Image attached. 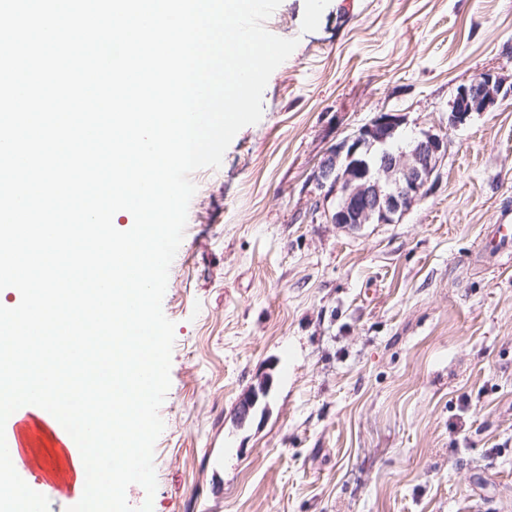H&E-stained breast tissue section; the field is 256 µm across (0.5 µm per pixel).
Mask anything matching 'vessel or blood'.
<instances>
[{"label":"vessel or blood","mask_w":512,"mask_h":512,"mask_svg":"<svg viewBox=\"0 0 512 512\" xmlns=\"http://www.w3.org/2000/svg\"><path fill=\"white\" fill-rule=\"evenodd\" d=\"M485 245L487 248L497 250L499 254H507L512 250V225H492L485 239ZM40 424L46 426L54 435L60 445V450L50 469L49 477L40 482H32V489L40 492L47 487H57L70 479L73 480L74 485L69 488L68 493L72 501H79L83 494L81 483L85 479V471L75 465L74 453L77 445L50 413H43L40 421L37 422L33 421L31 417L20 415L17 412L8 418L5 435L11 460L19 461L23 457L25 447L36 444V427Z\"/></svg>","instance_id":"obj_1"}]
</instances>
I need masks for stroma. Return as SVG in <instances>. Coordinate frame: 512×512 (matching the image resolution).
<instances>
[{
    "label": "stroma",
    "instance_id": "35a3bbf8",
    "mask_svg": "<svg viewBox=\"0 0 512 512\" xmlns=\"http://www.w3.org/2000/svg\"><path fill=\"white\" fill-rule=\"evenodd\" d=\"M265 26L299 44L191 176L153 512H512V265L479 255L512 99L448 126L459 84H512V0H282ZM379 112L448 151L397 223L332 224L314 174ZM270 392L269 382L263 381L247 396L241 399L236 408L237 421L242 424L256 414L261 404Z\"/></svg>",
    "mask_w": 512,
    "mask_h": 512
}]
</instances>
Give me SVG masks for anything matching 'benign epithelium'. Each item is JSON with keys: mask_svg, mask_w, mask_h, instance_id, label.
I'll use <instances>...</instances> for the list:
<instances>
[{"mask_svg": "<svg viewBox=\"0 0 512 512\" xmlns=\"http://www.w3.org/2000/svg\"><path fill=\"white\" fill-rule=\"evenodd\" d=\"M512 98L492 70L456 87L450 101L448 124L457 128L474 112H485L498 100ZM405 115L380 112L352 136L340 142L318 167L314 179L327 199H336L328 212L330 223L357 229L366 224H393L427 193L428 184L448 150V139L422 130L397 152L386 151L371 165L368 155L376 146H388L403 137ZM270 392L261 382L236 408L239 423L256 414Z\"/></svg>", "mask_w": 512, "mask_h": 512, "instance_id": "7a95c632", "label": "benign epithelium"}]
</instances>
